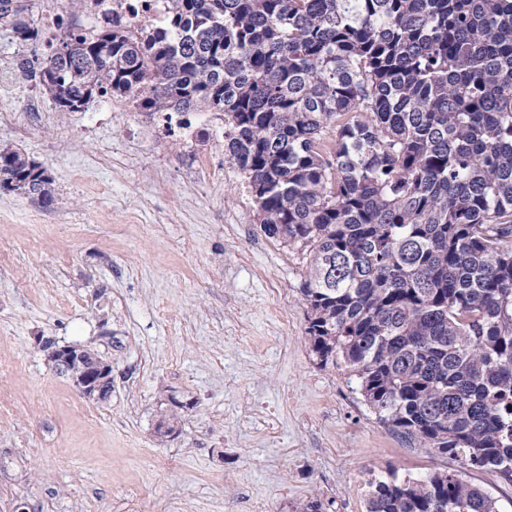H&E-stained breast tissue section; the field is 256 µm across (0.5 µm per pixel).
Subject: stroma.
Listing matches in <instances>:
<instances>
[{"mask_svg":"<svg viewBox=\"0 0 512 512\" xmlns=\"http://www.w3.org/2000/svg\"><path fill=\"white\" fill-rule=\"evenodd\" d=\"M51 51L0 29V109L39 113L0 145L41 162L54 207L0 192V512H366L362 481L457 472L512 512V483L413 447L379 423L344 365L305 340L306 261L265 236L223 148L189 157L149 116L96 97L62 112L20 64ZM112 364L82 398L42 340ZM193 401L176 439L168 394Z\"/></svg>","mask_w":512,"mask_h":512,"instance_id":"35a3bbf8","label":"stroma"}]
</instances>
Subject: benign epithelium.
<instances>
[{
  "label": "benign epithelium",
  "mask_w": 512,
  "mask_h": 512,
  "mask_svg": "<svg viewBox=\"0 0 512 512\" xmlns=\"http://www.w3.org/2000/svg\"><path fill=\"white\" fill-rule=\"evenodd\" d=\"M53 368L67 377L81 396L105 401L112 393V364L88 349L58 346L47 354Z\"/></svg>",
  "instance_id": "obj_1"
}]
</instances>
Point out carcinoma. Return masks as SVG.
Instances as JSON below:
<instances>
[{"label":"carcinoma","mask_w":512,"mask_h":512,"mask_svg":"<svg viewBox=\"0 0 512 512\" xmlns=\"http://www.w3.org/2000/svg\"><path fill=\"white\" fill-rule=\"evenodd\" d=\"M0 0V29L42 28ZM62 112L94 95L220 112L257 224L310 262L320 365L379 422L512 483V0H168L163 25H76L24 61ZM57 202L0 148V186ZM367 512H499L453 471L371 483Z\"/></svg>","instance_id":"obj_1"}]
</instances>
